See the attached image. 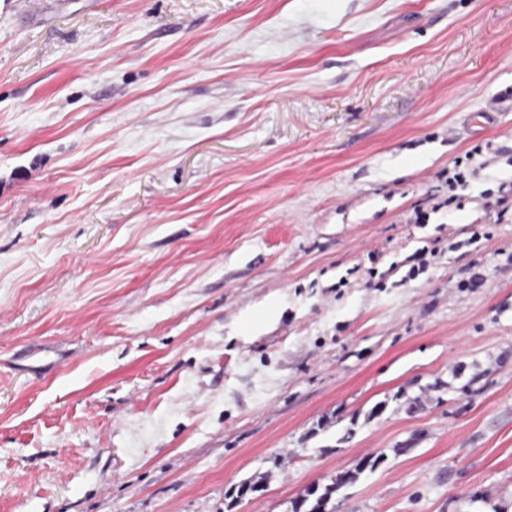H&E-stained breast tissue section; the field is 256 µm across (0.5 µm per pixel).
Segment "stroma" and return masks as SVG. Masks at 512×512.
<instances>
[{
  "instance_id": "35a3bbf8",
  "label": "stroma",
  "mask_w": 512,
  "mask_h": 512,
  "mask_svg": "<svg viewBox=\"0 0 512 512\" xmlns=\"http://www.w3.org/2000/svg\"><path fill=\"white\" fill-rule=\"evenodd\" d=\"M509 89L512 0H0V512H512ZM462 167V159L456 158L453 162L452 168H448V199L444 201V204H452L459 200L457 206H460V197L457 193V190H462L467 187L468 180L466 178L465 172L460 170ZM451 174V175H450ZM379 458H375L372 460V457L364 458L358 465L355 467V472H347L344 475L338 478V481L333 482L331 485L325 486L321 492H319V488H314V491H308L306 497H302L299 500L292 503V512H314L317 508H324L326 512L325 505L330 500L331 494L336 493V489L348 484L353 483L358 475L362 473L366 468L370 467V469H374L376 465L379 463ZM305 509V510H301Z\"/></svg>"
}]
</instances>
